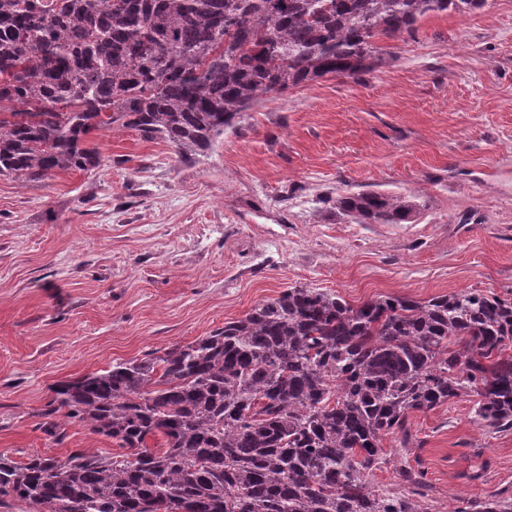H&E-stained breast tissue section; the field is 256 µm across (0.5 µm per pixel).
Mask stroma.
<instances>
[{
	"mask_svg": "<svg viewBox=\"0 0 512 512\" xmlns=\"http://www.w3.org/2000/svg\"><path fill=\"white\" fill-rule=\"evenodd\" d=\"M390 61L272 94L216 147L98 129L102 163L0 175V454L116 445L39 428L57 382L187 344L286 289L352 304L459 290L512 298V0L422 19ZM416 194L409 224L337 217L343 191ZM439 512L512 486V430L470 399L412 413Z\"/></svg>",
	"mask_w": 512,
	"mask_h": 512,
	"instance_id": "35a3bbf8",
	"label": "stroma"
}]
</instances>
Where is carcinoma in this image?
Masks as SVG:
<instances>
[{
    "mask_svg": "<svg viewBox=\"0 0 512 512\" xmlns=\"http://www.w3.org/2000/svg\"><path fill=\"white\" fill-rule=\"evenodd\" d=\"M486 0H0V175L27 181L101 164L94 130L132 129L180 155L210 149L267 96L367 74L380 41ZM411 196L336 194V214L405 224ZM461 343L452 350L448 344ZM512 299L459 290L357 306L290 288L187 345L58 382L40 423L117 444L18 463L0 504L32 512H433L407 424L474 398L512 429ZM394 447L382 448L385 438ZM392 465L394 488L371 483ZM451 512H512V487Z\"/></svg>",
    "mask_w": 512,
    "mask_h": 512,
    "instance_id": "1",
    "label": "carcinoma"
}]
</instances>
